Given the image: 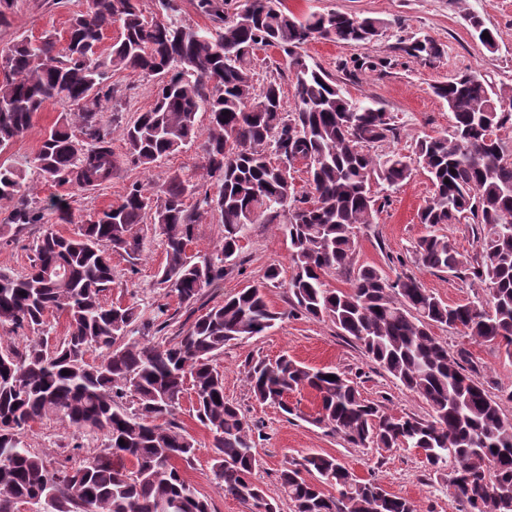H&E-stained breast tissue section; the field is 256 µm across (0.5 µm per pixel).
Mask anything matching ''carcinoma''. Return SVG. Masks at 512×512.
Wrapping results in <instances>:
<instances>
[{
	"mask_svg": "<svg viewBox=\"0 0 512 512\" xmlns=\"http://www.w3.org/2000/svg\"><path fill=\"white\" fill-rule=\"evenodd\" d=\"M159 2L161 16L148 19L136 0H88L87 13L70 19L64 51L47 32L18 40L0 56V152L27 132L49 100L71 109L33 158L46 181L80 187L109 181L116 132L129 157L145 167L198 142L204 174L217 187L200 203L219 212L224 224L218 246L188 255L198 213L187 200L196 184L194 175L175 173L156 187L132 184L119 203L90 215L71 236L46 229L25 274L0 270V325L37 333L21 350L0 345V512H17L21 504L34 512H211L178 467L191 464L197 452L196 440L174 423L188 381L196 419L212 436L213 471L224 497L249 505L263 500L279 512L278 502L252 479L258 463L253 430L224 397L217 357L224 345L260 336L279 319L265 286L279 282L280 269L268 267L265 284L212 307L184 335L153 342L151 329L160 332L164 323L143 321L135 306L101 298L112 284L111 254L138 259V228L147 222L164 236L159 284L189 309L224 279L249 225H278L294 266L288 283L293 309L330 318L425 400L431 414L388 413L362 398L344 375L306 368L286 355L248 365L253 397L288 414L283 396L308 388L320 400L314 422L347 443L417 449L430 471L447 473L448 490L466 512H512V421L433 334L446 326L512 360V148L502 138L512 108H500L512 103V89H497L476 72L439 83L434 93L448 104L452 125L445 135L417 141L410 157L384 148L395 135L393 116L346 97L298 53L319 38L368 43L377 19L338 11L298 18L279 0H246L230 16L223 0H198L201 12L220 21L210 30L184 23L176 0ZM469 21L473 37L495 51L493 30L477 15ZM116 23L121 36L104 57L103 32ZM259 45L288 55L295 80L289 111L276 78L254 84L251 64ZM406 53L431 61L442 50L425 38ZM114 68L159 78L153 107L118 131L101 126L97 113L111 94L107 80ZM201 109L209 113L204 132L197 125ZM74 127L91 143L77 139ZM296 160L306 161L309 174L310 191L300 197L281 166ZM419 167L433 194L418 212L427 233L416 243V260L430 270L468 271L485 298L450 305L416 279L392 281L373 266L360 267L345 290L330 287V274L353 266L355 229L373 223L386 203L374 187H398ZM22 181V171L0 164V199L14 198ZM466 219L477 225L479 243L470 259L440 233ZM40 221V212L20 202L14 223ZM54 312L66 314L68 332L50 349ZM94 352L98 361L91 363ZM53 417L103 432L104 453L75 470L49 469L23 431ZM279 486L293 512H417L411 500L357 477L329 454L285 465Z\"/></svg>",
	"mask_w": 512,
	"mask_h": 512,
	"instance_id": "carcinoma-1",
	"label": "carcinoma"
}]
</instances>
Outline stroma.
<instances>
[{
    "instance_id": "obj_1",
    "label": "stroma",
    "mask_w": 512,
    "mask_h": 512,
    "mask_svg": "<svg viewBox=\"0 0 512 512\" xmlns=\"http://www.w3.org/2000/svg\"><path fill=\"white\" fill-rule=\"evenodd\" d=\"M290 12L302 17L310 12L341 11L377 18L379 34L367 44H340L315 39L303 45L300 53L308 63L330 73L348 98L377 101L394 118L396 130L388 146L411 154L417 140L447 133L452 114L448 105L435 96L433 87L457 72L481 73L495 87H512V0H285ZM87 0H14L0 21V51L17 40L40 39L44 32L55 33L58 47H65L72 15L85 12ZM479 15L486 26L498 33L497 51H487L470 34L469 14ZM423 37L440 43L443 55L423 61L407 55L403 47ZM109 83L114 91L112 103L100 111L103 126L123 125L154 102L155 78L125 69L112 70ZM65 107L47 102L34 116L28 131L0 152V163L20 170L31 168V161L42 142L60 118ZM117 159L112 178L99 186L79 187L70 183L38 181L27 198L40 208L44 220L39 224L16 227L12 217L16 200H0V270L24 274L35 257V243L45 229L69 236L77 231L89 214L118 203L134 183L159 184L175 173L196 174L199 194L215 193L216 187L201 177L202 153L191 147L171 155L152 168L134 164L124 142L113 138ZM433 187L424 170L398 188L388 190V201L372 223L359 226L356 234L355 266L370 265L387 278L415 277L422 288L454 305L475 300L482 293L479 281L470 275L431 271L418 265L413 247L425 234L418 212L430 199ZM66 199L70 223H60L50 206L53 198ZM143 248L139 259L122 253L112 256L114 283L103 292L106 303L136 304L143 318L154 317L165 308L172 317L166 336L186 331L196 317L221 304L225 297L260 284L270 265L281 269L278 284L268 287L267 300L282 317L264 335L233 341L225 345L217 363L224 373V394L258 429V465L253 473L256 484L279 501L280 512H291L281 499L278 474L288 462L311 453L336 456L351 472L380 483L388 492L412 500L418 512H463L460 503L448 492L445 475L428 470L422 455L414 450H382L372 446L354 447L328 428L315 425L318 400L307 389L291 392L289 411L273 403L256 401L245 382L249 360L276 359L288 355L314 368H333L353 380L366 399L397 415L428 418L430 408L374 362L359 343L346 336L331 319H311L291 315L292 297L288 282L293 274L287 239L272 224L251 225L241 242L234 265L217 286L204 290L194 310L180 308L175 297L166 294L158 282L165 261V244L153 225H141ZM450 354L466 352L469 372L496 398L504 415L512 419V361L473 343L447 327L433 330ZM194 396L185 393L175 414L177 425L189 432L200 449L184 478L208 498L211 512H251L249 505L224 497L213 475L208 445L210 434L196 419ZM24 440L36 451H47L51 467L75 469L104 449L101 433L68 428L55 419L33 423Z\"/></svg>"
}]
</instances>
